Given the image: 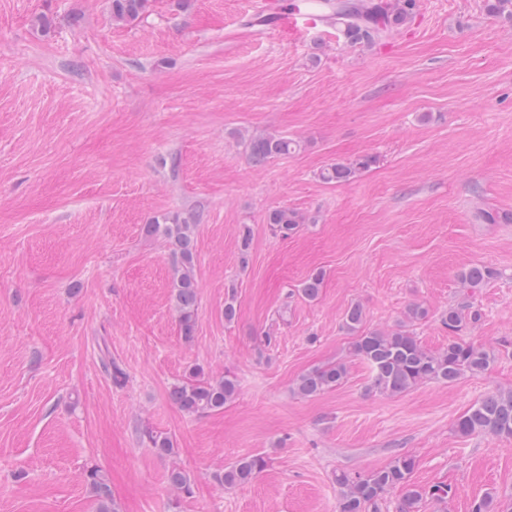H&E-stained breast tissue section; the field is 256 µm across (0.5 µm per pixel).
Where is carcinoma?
Returning a JSON list of instances; mask_svg holds the SVG:
<instances>
[{
    "mask_svg": "<svg viewBox=\"0 0 512 512\" xmlns=\"http://www.w3.org/2000/svg\"><path fill=\"white\" fill-rule=\"evenodd\" d=\"M148 0H112V21L127 24L137 20L146 10ZM415 0H334L330 3L329 17L343 28L351 45L369 44L387 37L412 19ZM246 154L255 166L288 155L300 148V142L276 134H255L243 140ZM370 159L355 163L332 164L324 168L321 178L326 182H347L356 173L368 167ZM266 223L281 237L295 234L305 223V217L293 209L280 207L266 214ZM196 217L179 213L163 215L146 225V232L164 237L172 247L176 266L171 283V299L178 313L181 335L185 341L193 340L198 310V281L195 273ZM498 272L485 265L462 269L457 280L460 287L475 291ZM322 273L310 274L301 284L299 292L308 299L318 297ZM480 320L478 310L470 305L449 306L441 316L448 331L456 333L467 324ZM344 327L355 334L352 355L362 360L371 374V387L379 393L399 395L426 381L453 383L466 373L487 371L496 361V349L476 345L462 339L448 341V347L428 350L422 347L405 326L384 332L363 328L364 311L358 304L351 305L343 318ZM344 362L328 363L302 374L296 381V392L303 397H313L333 390L347 377ZM237 379L226 373L210 376L203 369L193 367L169 390L170 400L183 412L198 415L218 412L238 395ZM461 435L485 433L499 438H512V390L494 392L486 396L461 415L456 423ZM151 448L163 456L175 453L169 437L152 431L145 432ZM268 466L264 455H248L224 466L214 474L215 483L234 489L250 483ZM416 461L408 455L396 456L388 465L364 475L342 472L336 475L338 512H381L386 494L393 488L406 489L399 512H419L424 500L444 502L448 487L434 485L421 487L411 483ZM87 480L96 501V512H117L112 498L108 476L100 469L87 472ZM168 483L178 494L193 493L190 475L179 467L168 473Z\"/></svg>",
    "mask_w": 512,
    "mask_h": 512,
    "instance_id": "obj_1",
    "label": "carcinoma"
}]
</instances>
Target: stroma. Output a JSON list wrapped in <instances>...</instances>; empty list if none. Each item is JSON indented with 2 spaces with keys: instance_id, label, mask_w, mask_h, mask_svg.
I'll list each match as a JSON object with an SVG mask.
<instances>
[{
  "instance_id": "obj_1",
  "label": "stroma",
  "mask_w": 512,
  "mask_h": 512,
  "mask_svg": "<svg viewBox=\"0 0 512 512\" xmlns=\"http://www.w3.org/2000/svg\"><path fill=\"white\" fill-rule=\"evenodd\" d=\"M240 132L302 147L257 167ZM361 156L352 180L321 179ZM275 207L305 224L275 235ZM487 209L512 214V19L487 0H416L410 23L355 47L334 29L259 35L250 0H148L124 25L112 0H0V512H93L95 467L119 512H171L175 466L194 481L180 512H336L338 473L401 454L412 483L452 489L420 512H470L488 493L511 506L512 439L455 428L512 389V221L482 223ZM165 213L198 218L189 342L171 248L145 232ZM473 264L497 276L470 297L457 274ZM316 270L309 301L298 288ZM356 302L379 330L428 307L413 332L429 350L448 344L441 313L472 304L481 319L460 336L498 358L451 384L372 391L343 326ZM339 360V387L295 393ZM195 365L231 372L237 398L178 409L168 391ZM147 429L175 454L157 455ZM258 453L269 464L252 483L214 482Z\"/></svg>"
}]
</instances>
